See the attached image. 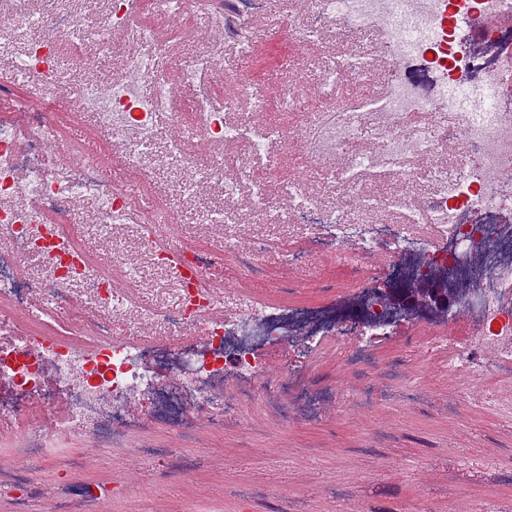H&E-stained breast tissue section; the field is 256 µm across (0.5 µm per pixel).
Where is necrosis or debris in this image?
<instances>
[{"instance_id":"necrosis-or-debris-1","label":"necrosis or debris","mask_w":512,"mask_h":512,"mask_svg":"<svg viewBox=\"0 0 512 512\" xmlns=\"http://www.w3.org/2000/svg\"><path fill=\"white\" fill-rule=\"evenodd\" d=\"M296 5L311 19L308 28L296 31L298 40L314 39L335 17L351 31L375 27L381 34V56L396 73L381 94L355 106L314 113L303 138L305 154L340 190L365 179L409 181L414 160L421 158L435 173L431 196L419 202L407 195L357 196L354 216L346 219L319 207L301 181L273 183L270 147L283 142L286 131L262 123L233 126L224 119L225 110L245 96L246 76L238 78L236 98L218 103L202 93L188 102L183 99L184 87L200 86L218 72L215 47L232 41L242 54L253 49L248 39L225 27L220 13L207 16L209 50L179 59L158 44L152 29L143 27L139 34L155 51L123 60V82L80 84L69 93L82 109L94 113L129 168L141 171L151 163L184 169L183 200L189 204L202 191L232 194L224 181V148L247 144L249 163L240 173L249 183L248 204L257 216L279 220L276 201L282 198L299 223L322 228L318 251L396 257L398 265L388 281L392 288L404 287L423 265H431L449 287L459 289L456 308L475 326L478 344L496 364H512V113L503 111L498 98L502 87L512 84V29L493 24L512 16V0H296ZM454 14L465 17L467 39L446 26ZM131 20L127 0H108L94 35H86L65 15L56 23L94 60L111 56L115 38ZM58 56L56 40L25 37L7 72L13 77L38 75L44 89L53 93L59 88ZM185 108L195 114L193 138L205 144V151L189 152L188 142L178 138L154 150L155 115L168 113L176 123ZM411 115L426 116L427 121L412 127L407 122ZM368 127L377 134L378 148L337 165V151ZM451 139L462 140L472 154L452 181L441 170ZM59 141L55 126L39 117L21 111L0 114V236L9 243L0 250V303L24 315L52 290L58 301L56 321L76 326L83 309L62 287L83 277L90 259L75 242L77 226L68 219L72 211L90 203L89 221L106 239L115 225H140L144 252L157 265L168 262L176 237L167 208L144 189L123 187L102 169L81 163L48 174L47 146ZM386 209L403 211L404 222L371 221V214ZM21 253L38 259L39 272L19 264ZM180 296L181 307L166 321L175 329L191 319L204 323V342L196 350L150 351L112 338L103 321L91 326L101 338L91 353L74 343L47 342L37 329L0 336V384L12 383L21 390L12 407L13 445L29 469L49 464L58 446L87 429L103 445L122 441L138 425L132 414L136 406L187 430L197 427L206 412L236 413L227 392L263 377L266 361L258 349L268 343L287 348L300 334L315 345L330 334L337 360L353 365L371 361L369 350L354 343L367 329V300H359L353 313L345 315L332 308L299 310L261 304L229 284L219 293L207 280L181 288ZM219 305L223 317L212 318ZM422 344L429 354H447L448 373L461 384L491 373L482 360L452 348L445 336L432 334ZM59 391L67 398V408L50 430H41L37 419L54 409Z\"/></svg>"}]
</instances>
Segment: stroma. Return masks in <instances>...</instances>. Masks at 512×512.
<instances>
[{
    "label": "stroma",
    "instance_id": "stroma-1",
    "mask_svg": "<svg viewBox=\"0 0 512 512\" xmlns=\"http://www.w3.org/2000/svg\"><path fill=\"white\" fill-rule=\"evenodd\" d=\"M248 25L263 35L252 57L242 59L233 43H225L218 51L220 73L207 90L223 101L233 78L251 70L263 93L261 104L246 102L229 109V120L242 125L271 121L287 127L290 145L272 147L279 160L277 178L301 176L323 208L337 209L341 202L335 183L306 166L300 141L309 113L328 106L317 91L333 53L349 49L370 64L366 74L347 87L354 97L385 89L389 73L380 62L381 36L374 29L347 32L343 22L334 20L323 39L297 42L291 33L305 27L306 21L294 14L291 0H260ZM60 44L63 88L122 79L116 60L84 64L69 38H61ZM289 80L300 84L304 97L286 112L277 103L281 84ZM19 104L55 125L61 137L82 148L92 147L88 162L107 172L116 168L108 137L93 113L81 112L76 99L52 97L25 81H0V113ZM127 179L147 182L163 203L180 202V240L216 257L211 269L215 280L231 281L262 302L341 303L375 287L391 263L387 257L366 259L356 273L350 262L315 253L308 226L293 220L271 223L251 215L244 184L233 199L206 195L191 205L180 201L182 176L175 170L156 168L145 176L131 172ZM227 206L238 210L241 223L222 229L202 223L203 211ZM139 237L138 226L128 224L109 245L89 224L79 244L91 260L105 256L119 263L134 253ZM258 237L269 246L259 257V275L250 277L239 271L234 258L224 257V245L229 242L244 250ZM288 251L308 253L312 259L290 264L284 258ZM139 264L145 286L136 300L157 318L137 328L129 320L112 317L113 336L171 348L201 338L202 325L174 329L163 319L179 303L171 270L154 267L144 258ZM432 330L448 333L461 350L472 346L466 323L451 325L432 317L401 327L378 344L377 369L385 368L393 350ZM267 373L268 381L238 385L236 397L245 407L241 414L226 418L222 427L205 424L187 434L143 415L138 428L112 448L99 447L94 436H78L77 455H63L31 471L23 488L13 482L22 464L20 454L8 445L14 422L0 410V512H59L65 501L74 512H512V420L486 401L497 385L495 379L463 392L440 359L416 354L405 377L418 386L422 399L359 404L355 396L369 371L337 364L336 350L327 344L313 350L300 369L270 356ZM283 374L290 384L319 393L314 413L294 407L288 417L276 414L283 392L273 380Z\"/></svg>",
    "mask_w": 512,
    "mask_h": 512
}]
</instances>
